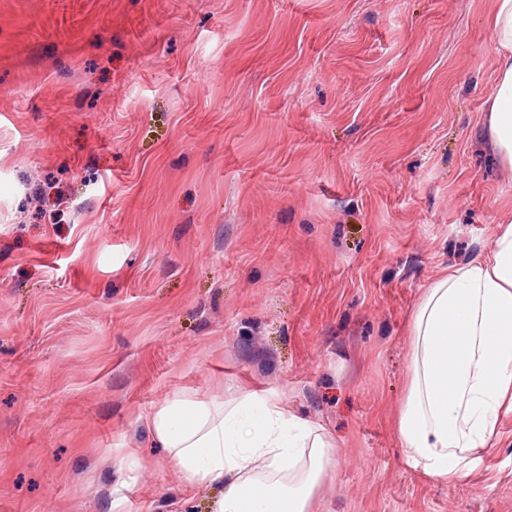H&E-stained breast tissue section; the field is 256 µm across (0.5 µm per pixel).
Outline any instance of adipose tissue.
Segmentation results:
<instances>
[{"instance_id": "1", "label": "adipose tissue", "mask_w": 512, "mask_h": 512, "mask_svg": "<svg viewBox=\"0 0 512 512\" xmlns=\"http://www.w3.org/2000/svg\"><path fill=\"white\" fill-rule=\"evenodd\" d=\"M496 76L484 136L512 171V0H494ZM412 376L398 428L425 471L459 483L512 414V220L486 254L424 289L410 323ZM184 489L218 486L215 512H316L336 444L272 394L180 393L144 416Z\"/></svg>"}]
</instances>
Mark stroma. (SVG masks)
Wrapping results in <instances>:
<instances>
[{
	"label": "stroma",
	"instance_id": "stroma-1",
	"mask_svg": "<svg viewBox=\"0 0 512 512\" xmlns=\"http://www.w3.org/2000/svg\"><path fill=\"white\" fill-rule=\"evenodd\" d=\"M492 0H0V512H214L141 415L281 396L336 440L319 512H512L397 416L423 288L512 173L480 123Z\"/></svg>",
	"mask_w": 512,
	"mask_h": 512
}]
</instances>
